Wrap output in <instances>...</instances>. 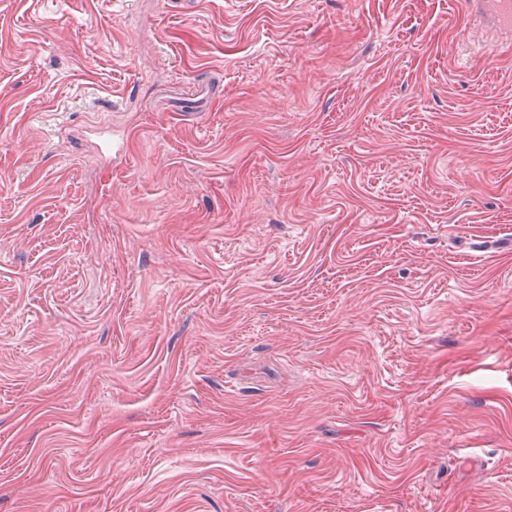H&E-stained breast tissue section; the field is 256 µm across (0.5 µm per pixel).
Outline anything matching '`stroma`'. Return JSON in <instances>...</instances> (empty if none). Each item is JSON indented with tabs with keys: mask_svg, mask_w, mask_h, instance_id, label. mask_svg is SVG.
<instances>
[{
	"mask_svg": "<svg viewBox=\"0 0 512 512\" xmlns=\"http://www.w3.org/2000/svg\"><path fill=\"white\" fill-rule=\"evenodd\" d=\"M0 512H512V44L0 0Z\"/></svg>",
	"mask_w": 512,
	"mask_h": 512,
	"instance_id": "35a3bbf8",
	"label": "stroma"
}]
</instances>
